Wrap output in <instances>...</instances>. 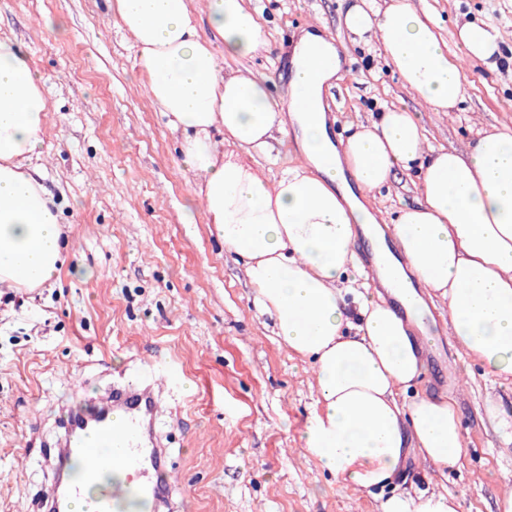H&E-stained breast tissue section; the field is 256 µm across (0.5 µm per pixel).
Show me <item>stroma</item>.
Wrapping results in <instances>:
<instances>
[{
    "label": "stroma",
    "mask_w": 512,
    "mask_h": 512,
    "mask_svg": "<svg viewBox=\"0 0 512 512\" xmlns=\"http://www.w3.org/2000/svg\"><path fill=\"white\" fill-rule=\"evenodd\" d=\"M430 12L450 59L463 23H490L505 39L495 69L465 64L463 102L436 112L404 86L376 42L343 24L345 0H251L270 48L226 59L225 70L287 86L282 71L301 32L336 45L342 77L325 88L335 137L386 107L412 112L427 144L467 151L480 131L512 127V0H409ZM0 35L14 38L45 78L47 131L38 161L68 238L67 260L50 284L0 287V512H27L57 472L65 410L148 378L149 361L174 360L181 383L161 396L156 427L175 484L158 512H381L392 493L448 492L464 512H497L511 488L512 438L486 418L494 403L512 415V377L490 375L466 357L444 321L448 305L427 302L442 327L433 336L445 374L419 395L450 397L465 438L461 467L441 474L408 457L401 474L365 492L335 481L306 456L300 436L316 408L313 373L291 355L270 316L258 314L243 263L225 251L192 195L194 175L179 133L152 105L129 33L107 0H0ZM420 197L417 169L396 168L371 205L394 217Z\"/></svg>",
    "instance_id": "35a3bbf8"
}]
</instances>
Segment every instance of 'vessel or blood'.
I'll use <instances>...</instances> for the list:
<instances>
[{
    "instance_id": "vessel-or-blood-1",
    "label": "vessel or blood",
    "mask_w": 512,
    "mask_h": 512,
    "mask_svg": "<svg viewBox=\"0 0 512 512\" xmlns=\"http://www.w3.org/2000/svg\"><path fill=\"white\" fill-rule=\"evenodd\" d=\"M156 400L152 384L116 389L69 426L58 456L60 468L80 463L76 477L52 492V512H71L84 502V512H125L129 503L156 512L169 488L165 451L154 431Z\"/></svg>"
}]
</instances>
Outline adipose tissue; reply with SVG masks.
<instances>
[{"label":"adipose tissue","mask_w":512,"mask_h":512,"mask_svg":"<svg viewBox=\"0 0 512 512\" xmlns=\"http://www.w3.org/2000/svg\"><path fill=\"white\" fill-rule=\"evenodd\" d=\"M112 12L133 37L151 102L181 135L206 224L242 258L253 302L274 317L282 344L310 363L317 407L300 437L306 453L337 482L361 490L392 483L412 454L442 473L459 467L465 439L454 400L399 402L424 371L407 320L367 290L346 304L342 283L357 265V231L379 221L366 197L394 168L419 164L421 200L393 224L407 263H385L382 276L446 302L463 354L512 377V129L480 133L463 155L429 151L414 116L394 107L336 141L323 90L341 60L318 31L298 39L288 94L277 98L264 80L223 67L270 44L249 0H207L202 12L189 0H114ZM344 24L355 36L374 37L424 103L438 112L456 108L465 75L408 0L382 9L355 0ZM458 39L470 62L496 65L497 27L466 23ZM317 41L321 61L306 55ZM42 85L28 58L0 37V286L9 288L40 287L64 263L57 204L29 171L46 130ZM289 127L304 160L284 159L268 177L259 160L273 134ZM381 509L461 512L462 504L418 490L390 496Z\"/></svg>","instance_id":"1"}]
</instances>
